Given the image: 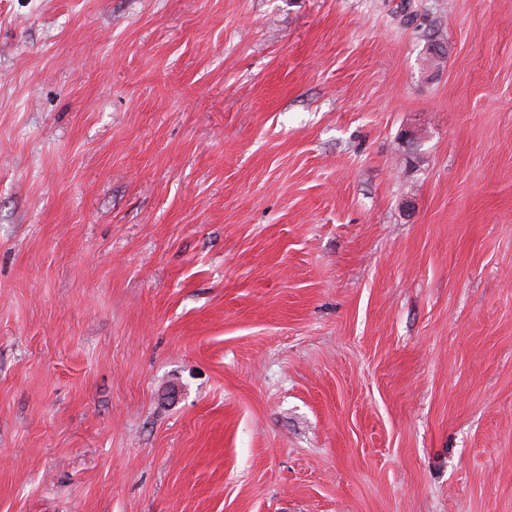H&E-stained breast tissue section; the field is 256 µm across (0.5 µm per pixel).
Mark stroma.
<instances>
[{
	"label": "stroma",
	"instance_id": "35a3bbf8",
	"mask_svg": "<svg viewBox=\"0 0 512 512\" xmlns=\"http://www.w3.org/2000/svg\"><path fill=\"white\" fill-rule=\"evenodd\" d=\"M0 512H512V0H0Z\"/></svg>",
	"mask_w": 512,
	"mask_h": 512
}]
</instances>
